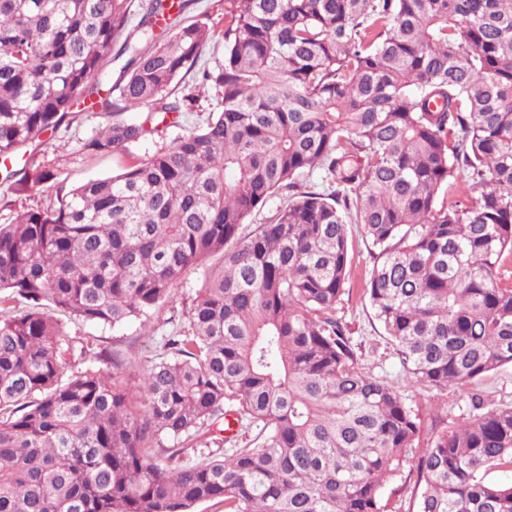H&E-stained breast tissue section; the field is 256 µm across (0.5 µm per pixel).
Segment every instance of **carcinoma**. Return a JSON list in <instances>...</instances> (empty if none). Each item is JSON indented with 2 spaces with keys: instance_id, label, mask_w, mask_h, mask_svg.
<instances>
[{
  "instance_id": "1",
  "label": "carcinoma",
  "mask_w": 512,
  "mask_h": 512,
  "mask_svg": "<svg viewBox=\"0 0 512 512\" xmlns=\"http://www.w3.org/2000/svg\"><path fill=\"white\" fill-rule=\"evenodd\" d=\"M0 0V179L76 109L114 120L83 143L126 151L213 91L204 126L43 209L0 224V512H385L417 459V512H512V403L418 448L401 394L362 367L336 305L353 238L373 247L363 296L407 372L440 390L512 365V0ZM224 40V60L199 67ZM201 83L173 89L191 71ZM318 177L320 183L311 181ZM467 201L450 202L448 187ZM202 271L186 322L136 391L66 373L48 307L146 323ZM258 428L239 448L212 427ZM209 435L206 457L184 444ZM215 2L216 0H191L188 15L196 16L210 25L214 24L215 28L220 30L223 24L222 15H220V11L216 12V7L213 8Z\"/></svg>"
}]
</instances>
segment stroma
Returning <instances> with one entry per match:
<instances>
[{
    "instance_id": "1",
    "label": "stroma",
    "mask_w": 512,
    "mask_h": 512,
    "mask_svg": "<svg viewBox=\"0 0 512 512\" xmlns=\"http://www.w3.org/2000/svg\"><path fill=\"white\" fill-rule=\"evenodd\" d=\"M218 99L208 96L200 102V108L184 113L178 120L165 122L154 135L131 146L127 152L104 157L91 156L82 149L83 142L100 130L112 118L106 114L86 111L58 132L48 144L38 147L37 159L51 164L56 178L46 188L22 196L12 194L6 183L0 182V224L11 223L17 212L43 207L58 192L70 189L93 178L108 177L119 173L129 163L151 154L157 146L173 141L200 124L216 109ZM355 248L351 278L350 299L342 301L336 316L345 324L361 362L374 375L392 384L418 412L421 420V441L429 443L444 428L467 417L472 406L471 394H479L486 405L512 403V366H504L477 383L440 391L416 382L404 370L394 346L384 336L374 318L371 307L361 291L372 268L370 249L361 235L353 237ZM201 285L197 274L176 288L172 302L160 307L148 325L131 321L112 327L83 323L61 317L60 322L67 341L72 346L69 359L72 369L101 366V353L117 354L125 363V377L129 385H137L155 354L161 337L171 334L184 317ZM421 486L414 464H407L402 475L384 488V496L390 503L389 512H416Z\"/></svg>"
}]
</instances>
